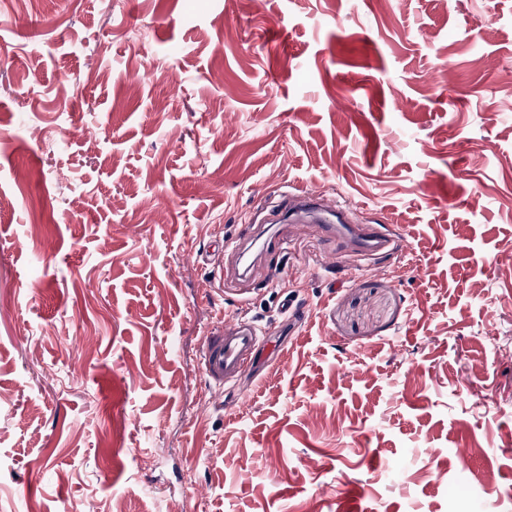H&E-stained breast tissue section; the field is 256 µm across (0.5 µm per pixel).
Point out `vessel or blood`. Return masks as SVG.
Instances as JSON below:
<instances>
[{
    "instance_id": "1",
    "label": "vessel or blood",
    "mask_w": 512,
    "mask_h": 512,
    "mask_svg": "<svg viewBox=\"0 0 512 512\" xmlns=\"http://www.w3.org/2000/svg\"><path fill=\"white\" fill-rule=\"evenodd\" d=\"M282 213L319 214V229L325 236L341 240L350 250L379 256L401 251L400 234L384 224H351L344 204H322L317 194L298 187L284 195ZM265 338L257 329L237 316L225 317L221 329L206 333L200 352V367L209 381L218 388L248 374H259L260 352Z\"/></svg>"
}]
</instances>
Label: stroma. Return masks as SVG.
Segmentation results:
<instances>
[{"instance_id": "35a3bbf8", "label": "stroma", "mask_w": 512, "mask_h": 512, "mask_svg": "<svg viewBox=\"0 0 512 512\" xmlns=\"http://www.w3.org/2000/svg\"><path fill=\"white\" fill-rule=\"evenodd\" d=\"M506 99L512 0H0V512H512ZM299 185L407 252L221 278ZM221 326L206 333L200 352L204 375L219 389L247 374L258 376L260 352L265 343V337L254 326L236 315L225 316Z\"/></svg>"}]
</instances>
